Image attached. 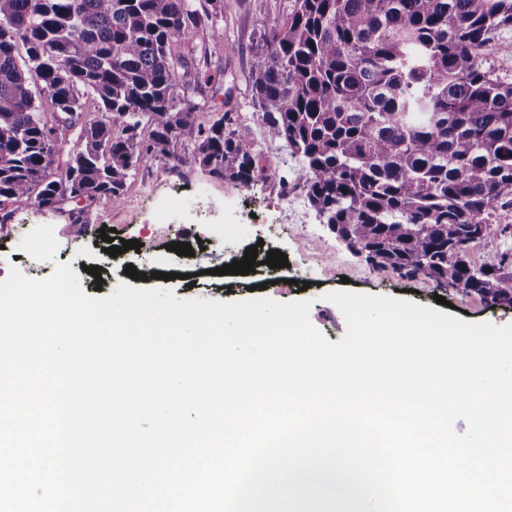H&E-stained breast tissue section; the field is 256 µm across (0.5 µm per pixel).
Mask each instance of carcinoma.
<instances>
[{"instance_id":"carcinoma-1","label":"carcinoma","mask_w":512,"mask_h":512,"mask_svg":"<svg viewBox=\"0 0 512 512\" xmlns=\"http://www.w3.org/2000/svg\"><path fill=\"white\" fill-rule=\"evenodd\" d=\"M223 21L224 0H0V207L118 205L160 160L255 181L239 113L200 120L224 67L193 42L224 44ZM511 27L512 0H287L251 67L268 136L338 239L377 271L503 308L512 248L480 265L470 252L512 208V78L481 53ZM59 129L79 131L64 166Z\"/></svg>"}]
</instances>
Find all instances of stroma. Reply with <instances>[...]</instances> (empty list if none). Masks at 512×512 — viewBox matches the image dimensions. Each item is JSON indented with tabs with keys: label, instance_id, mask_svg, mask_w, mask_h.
Returning a JSON list of instances; mask_svg holds the SVG:
<instances>
[{
	"label": "stroma",
	"instance_id": "stroma-1",
	"mask_svg": "<svg viewBox=\"0 0 512 512\" xmlns=\"http://www.w3.org/2000/svg\"><path fill=\"white\" fill-rule=\"evenodd\" d=\"M284 0H232L224 15V48L216 54L224 66V85L209 94L208 104L220 108L232 98L260 150L278 158L279 169L297 167L281 141L270 139L263 113L252 101L250 71L264 33L280 22ZM296 186L281 187L275 178L258 179L242 186L213 179L197 165L179 168L156 163L131 176L120 205L100 202L73 222L70 205L57 211L32 206H7V223H0V280L11 270L30 279L51 275L56 264H70L87 296H109L126 282V266L159 271L153 286L172 288L177 298L231 301L252 296L280 302L312 300L309 318L330 342L346 332L341 311L325 301L326 293L341 289L390 296L423 306H434L435 293H443L453 306V316L468 322L512 325V309L491 308L476 296L438 290L428 278L407 279L372 269L337 241L308 204L288 211L283 195H300ZM116 229L118 237L142 239L137 250L118 256L103 252L100 228ZM201 242L194 255L169 251L171 242ZM257 246L259 266L249 275H221L218 267L242 259ZM288 257L287 267L266 266L269 251ZM96 266L99 276L87 274Z\"/></svg>",
	"mask_w": 512,
	"mask_h": 512
}]
</instances>
